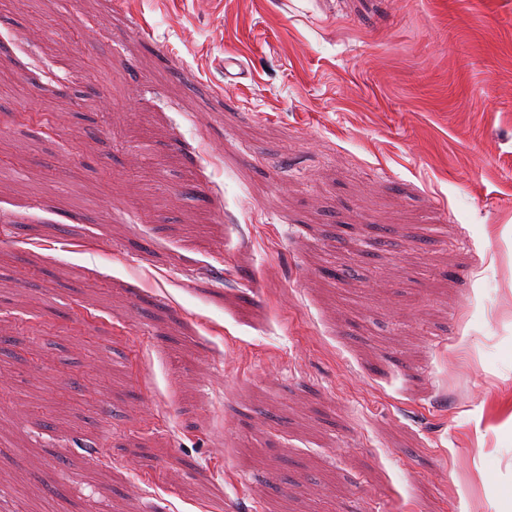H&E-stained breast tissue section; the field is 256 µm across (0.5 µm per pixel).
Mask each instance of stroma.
<instances>
[{
	"label": "stroma",
	"instance_id": "stroma-1",
	"mask_svg": "<svg viewBox=\"0 0 512 512\" xmlns=\"http://www.w3.org/2000/svg\"><path fill=\"white\" fill-rule=\"evenodd\" d=\"M1 165L0 512H512V0H0Z\"/></svg>",
	"mask_w": 512,
	"mask_h": 512
}]
</instances>
